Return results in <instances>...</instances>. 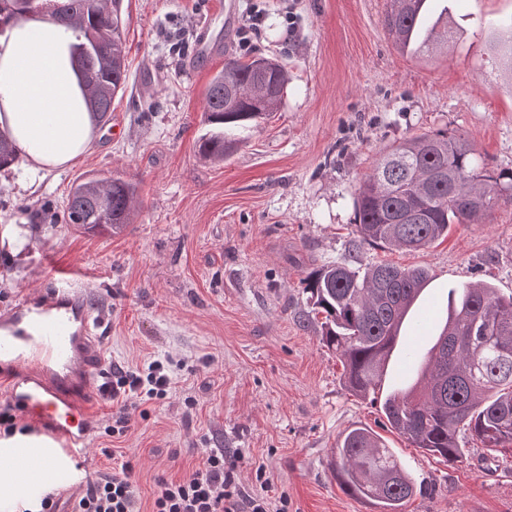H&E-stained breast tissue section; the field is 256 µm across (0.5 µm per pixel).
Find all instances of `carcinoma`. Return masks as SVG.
Here are the masks:
<instances>
[{
	"label": "carcinoma",
	"instance_id": "1",
	"mask_svg": "<svg viewBox=\"0 0 512 512\" xmlns=\"http://www.w3.org/2000/svg\"><path fill=\"white\" fill-rule=\"evenodd\" d=\"M49 17L74 35L70 46L88 112L109 121L112 101L124 93L128 69L120 0H0V27L33 16ZM447 0H388L384 25L403 53L430 51L448 42ZM263 57L229 60L210 80L200 152L227 159L237 149L235 131L277 111L288 75ZM18 158L0 134V170ZM478 163L475 149L457 132L437 131L404 139L382 152L355 191L358 243L417 251L448 237L454 224H472L503 198L500 180ZM489 204L479 213L470 196ZM137 199L133 182L114 176L72 186L68 222L85 233L120 232ZM355 256L322 264L305 279L310 313L323 316L321 340L336 351L345 387L366 398L380 387L384 366L398 343L409 308L428 281L424 267L390 263L358 266ZM392 429L411 446L450 463L466 457V438L496 450L512 445V294L480 282L459 292L448 320L420 367L416 386L395 391L383 403ZM336 473L355 497L380 512H403L417 485L367 427L345 433L335 451Z\"/></svg>",
	"mask_w": 512,
	"mask_h": 512
}]
</instances>
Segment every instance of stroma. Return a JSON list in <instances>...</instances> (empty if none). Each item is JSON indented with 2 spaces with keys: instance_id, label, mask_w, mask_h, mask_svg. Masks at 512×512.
Listing matches in <instances>:
<instances>
[{
  "instance_id": "stroma-1",
  "label": "stroma",
  "mask_w": 512,
  "mask_h": 512,
  "mask_svg": "<svg viewBox=\"0 0 512 512\" xmlns=\"http://www.w3.org/2000/svg\"><path fill=\"white\" fill-rule=\"evenodd\" d=\"M386 6L121 0L128 83L90 150L27 189L21 163L0 172V225L26 231L17 254L0 249V314L68 271L106 322V359L134 370L168 361L176 375L123 434H108L113 407L101 401L77 453V487L111 470L114 449L151 512L158 478L183 479L220 448L242 490H267L288 512H377L341 487L334 467L340 436L366 426L425 486L406 512H512V450L473 442L450 463L410 446L381 409L382 396L415 383L403 344L413 338L428 352L450 289L486 281L512 292V202L414 253L356 247L353 207L378 152L416 134L459 132L488 169L512 170V69L492 68L490 34L512 22V0H450L454 36L439 54L400 53ZM256 55L288 71L277 112L243 130L230 158L204 157L209 81L227 60ZM104 172L134 182L138 204L121 232L87 234L67 223L64 201L74 180ZM353 254L432 275L375 400L345 388L307 315L306 274Z\"/></svg>"
}]
</instances>
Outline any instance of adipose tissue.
<instances>
[{
  "mask_svg": "<svg viewBox=\"0 0 512 512\" xmlns=\"http://www.w3.org/2000/svg\"><path fill=\"white\" fill-rule=\"evenodd\" d=\"M71 36L49 19L11 22L0 37V131L35 171L85 154L92 119L67 53Z\"/></svg>",
  "mask_w": 512,
  "mask_h": 512,
  "instance_id": "1",
  "label": "adipose tissue"
}]
</instances>
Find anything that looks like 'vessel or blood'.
<instances>
[{"label": "vessel or blood", "instance_id": "1", "mask_svg": "<svg viewBox=\"0 0 512 512\" xmlns=\"http://www.w3.org/2000/svg\"><path fill=\"white\" fill-rule=\"evenodd\" d=\"M103 355L86 293L68 280L0 315V393L37 435L10 456L20 494L62 487V453L88 445Z\"/></svg>", "mask_w": 512, "mask_h": 512}]
</instances>
